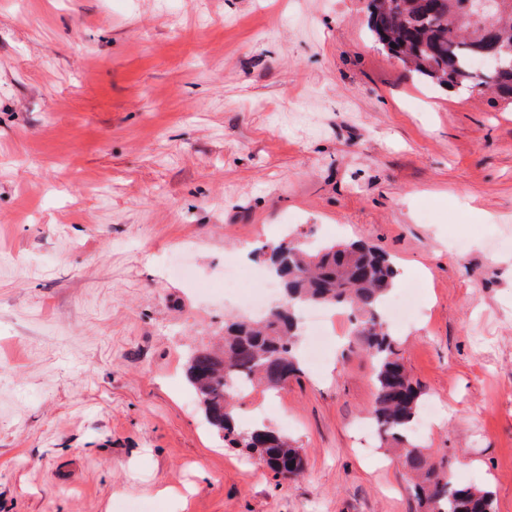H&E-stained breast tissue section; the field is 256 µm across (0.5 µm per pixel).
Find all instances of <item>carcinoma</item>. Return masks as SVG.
<instances>
[{"mask_svg":"<svg viewBox=\"0 0 512 512\" xmlns=\"http://www.w3.org/2000/svg\"><path fill=\"white\" fill-rule=\"evenodd\" d=\"M478 0H370L371 32L388 54L424 83L447 90L484 87L512 103V0L487 22ZM495 55L501 68L480 72L471 61ZM284 288L285 308L253 320L236 317L224 331V348L195 349L186 360L187 380L206 424L229 448L256 455L277 475L295 478L305 467L301 449L271 426L238 427L235 397L254 385L276 390L301 372L300 311L316 305L353 313L352 342L371 361L375 398L370 415L381 439L400 448L411 490L422 512H494L493 491L455 481L443 448L425 455L404 445L417 419L420 392L384 318L398 270L367 243H326L310 250L281 240L262 251Z\"/></svg>","mask_w":512,"mask_h":512,"instance_id":"1","label":"carcinoma"}]
</instances>
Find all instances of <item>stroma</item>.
<instances>
[{
	"instance_id": "1",
	"label": "stroma",
	"mask_w": 512,
	"mask_h": 512,
	"mask_svg": "<svg viewBox=\"0 0 512 512\" xmlns=\"http://www.w3.org/2000/svg\"><path fill=\"white\" fill-rule=\"evenodd\" d=\"M368 0H0V512H419L372 433L349 318L282 389L274 477L210 431L188 353L262 246L363 240L420 281L395 325L437 409L411 444L512 512V106L426 85Z\"/></svg>"
}]
</instances>
